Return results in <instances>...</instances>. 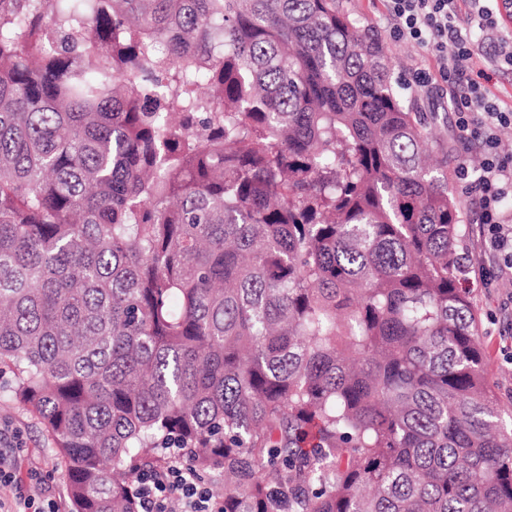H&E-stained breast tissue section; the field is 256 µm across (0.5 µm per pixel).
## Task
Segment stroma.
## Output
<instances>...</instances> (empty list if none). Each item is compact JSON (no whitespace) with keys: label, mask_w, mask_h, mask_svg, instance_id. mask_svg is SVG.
<instances>
[{"label":"stroma","mask_w":512,"mask_h":512,"mask_svg":"<svg viewBox=\"0 0 512 512\" xmlns=\"http://www.w3.org/2000/svg\"><path fill=\"white\" fill-rule=\"evenodd\" d=\"M342 8L358 18L374 33L396 63L401 76L404 104L415 112L433 115L432 131L448 146V178L459 202L461 227L469 274L477 276L481 267L493 266L495 258L485 251L480 239L481 209L474 189L482 156L479 148L456 135L448 110V88L437 82L428 91L415 83L419 70L432 66L431 56L413 42L394 39L389 33L384 0H340ZM471 299L481 320L485 373L502 403L512 402V282L503 281L484 288L472 285ZM0 458L10 464L16 486L35 495L59 499L62 512H71L65 466L35 414L26 406H0Z\"/></svg>","instance_id":"1"}]
</instances>
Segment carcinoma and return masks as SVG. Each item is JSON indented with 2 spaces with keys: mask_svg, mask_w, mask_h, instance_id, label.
<instances>
[{
  "mask_svg": "<svg viewBox=\"0 0 512 512\" xmlns=\"http://www.w3.org/2000/svg\"><path fill=\"white\" fill-rule=\"evenodd\" d=\"M338 2L0 0V402L72 512L174 448L222 512H512L448 152Z\"/></svg>",
  "mask_w": 512,
  "mask_h": 512,
  "instance_id": "carcinoma-1",
  "label": "carcinoma"
}]
</instances>
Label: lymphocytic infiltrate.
<instances>
[{"mask_svg": "<svg viewBox=\"0 0 512 512\" xmlns=\"http://www.w3.org/2000/svg\"><path fill=\"white\" fill-rule=\"evenodd\" d=\"M391 33L428 49L434 76L450 90L458 134L482 148L481 235L499 257L496 268L480 272L483 284L512 276V217L501 208L512 197V155L499 150L498 132L512 126V100L493 80L512 67V29L504 25L498 0H385ZM140 512H169L180 502L184 512H217L209 490L186 465L137 477Z\"/></svg>", "mask_w": 512, "mask_h": 512, "instance_id": "f902f5d3", "label": "lymphocytic infiltrate"}]
</instances>
